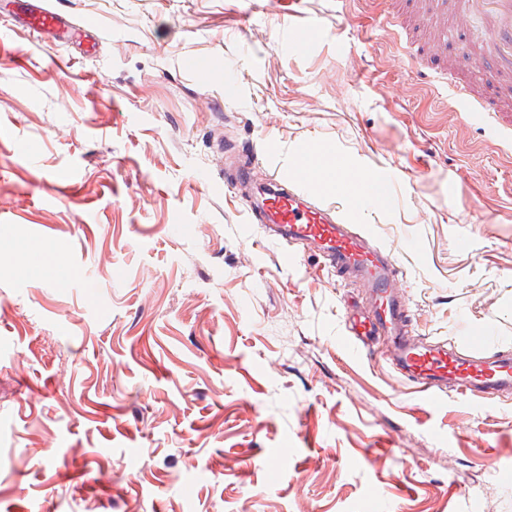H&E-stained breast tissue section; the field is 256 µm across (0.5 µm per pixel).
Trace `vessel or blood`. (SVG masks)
Returning a JSON list of instances; mask_svg holds the SVG:
<instances>
[{
    "label": "vessel or blood",
    "mask_w": 512,
    "mask_h": 512,
    "mask_svg": "<svg viewBox=\"0 0 512 512\" xmlns=\"http://www.w3.org/2000/svg\"><path fill=\"white\" fill-rule=\"evenodd\" d=\"M386 18L395 32L394 46L409 68L420 67L424 37L414 24L402 0H390ZM470 12L485 17L490 36L481 54L483 77L480 87L463 82L447 62L431 65L430 82L448 89V108L462 115H480L501 139L504 150L512 152L507 140L504 113L512 111L506 92L512 87V0H467ZM16 21L38 34L68 35L64 16L39 0H14ZM388 176L363 173L358 192L351 202L349 217H339L332 209L316 205L307 197L276 180H269L251 209L260 223L270 225L275 235L288 245L314 248L326 266L338 275L362 281L370 290V308L350 319L347 333L356 342L369 337H386L396 369L416 382L427 400H434L448 388L474 394L477 389H512V358L487 362L475 355L470 344L447 346L412 345L406 335L409 302L396 293L400 266L392 251L373 246L366 236L353 231L361 219L360 206L378 195H388Z\"/></svg>",
    "instance_id": "vessel-or-blood-1"
}]
</instances>
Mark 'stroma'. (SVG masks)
I'll return each mask as SVG.
<instances>
[{"instance_id":"stroma-1","label":"stroma","mask_w":512,"mask_h":512,"mask_svg":"<svg viewBox=\"0 0 512 512\" xmlns=\"http://www.w3.org/2000/svg\"><path fill=\"white\" fill-rule=\"evenodd\" d=\"M45 2L71 40L0 11V512H512V396L426 401L384 344L349 351L368 289L271 240L232 178L343 214L299 151L395 176L361 229L411 341L512 356V154L412 77L388 0Z\"/></svg>"}]
</instances>
